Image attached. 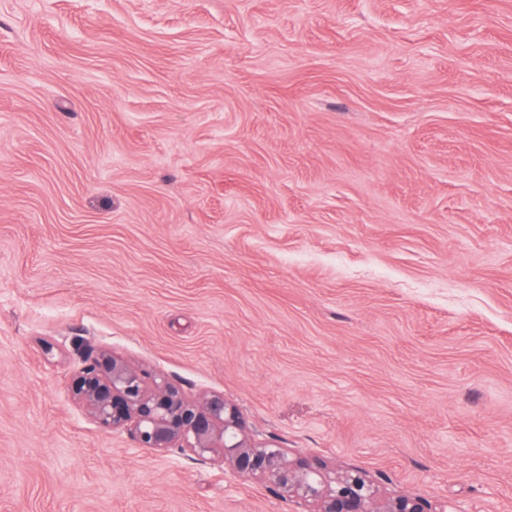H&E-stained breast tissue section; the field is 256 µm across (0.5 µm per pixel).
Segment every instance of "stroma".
Segmentation results:
<instances>
[{"label":"stroma","instance_id":"obj_1","mask_svg":"<svg viewBox=\"0 0 512 512\" xmlns=\"http://www.w3.org/2000/svg\"><path fill=\"white\" fill-rule=\"evenodd\" d=\"M102 349L512 512V0H0V512H288L100 430Z\"/></svg>","mask_w":512,"mask_h":512}]
</instances>
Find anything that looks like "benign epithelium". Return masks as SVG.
Masks as SVG:
<instances>
[{"label": "benign epithelium", "instance_id": "benign-epithelium-1", "mask_svg": "<svg viewBox=\"0 0 512 512\" xmlns=\"http://www.w3.org/2000/svg\"><path fill=\"white\" fill-rule=\"evenodd\" d=\"M97 425L136 447L218 457L238 478L257 480L292 512H448L414 493H387L358 467H333L249 434L238 408L212 392L188 399L165 376L101 349L71 383Z\"/></svg>", "mask_w": 512, "mask_h": 512}]
</instances>
